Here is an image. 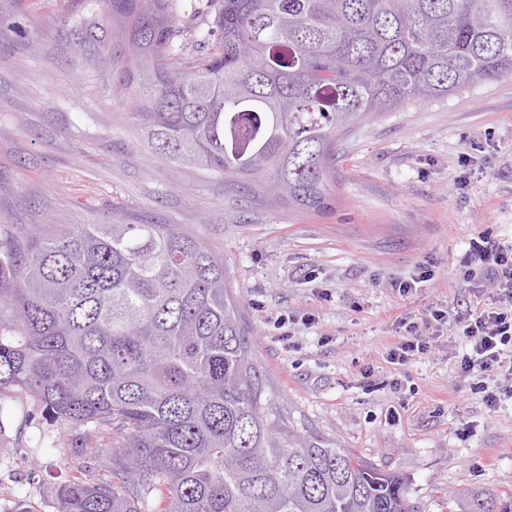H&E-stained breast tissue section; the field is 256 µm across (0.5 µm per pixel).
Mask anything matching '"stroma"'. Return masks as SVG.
<instances>
[{"instance_id":"35a3bbf8","label":"stroma","mask_w":512,"mask_h":512,"mask_svg":"<svg viewBox=\"0 0 512 512\" xmlns=\"http://www.w3.org/2000/svg\"><path fill=\"white\" fill-rule=\"evenodd\" d=\"M101 0H27L0 24V224H173L223 256L264 397L400 474L415 512L478 491L512 512V399L488 408L455 360L454 324L388 363L393 314L469 312L459 262L483 232L512 244V78L369 116L336 143V203L287 204L268 177L160 157L104 60ZM426 273L399 296L393 282ZM399 381L401 389L390 386ZM109 434L72 431L0 390V512H57L73 467L107 478Z\"/></svg>"}]
</instances>
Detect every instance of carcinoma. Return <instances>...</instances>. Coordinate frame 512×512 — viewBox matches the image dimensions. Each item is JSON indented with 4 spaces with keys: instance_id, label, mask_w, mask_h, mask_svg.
I'll return each instance as SVG.
<instances>
[{
    "instance_id": "1",
    "label": "carcinoma",
    "mask_w": 512,
    "mask_h": 512,
    "mask_svg": "<svg viewBox=\"0 0 512 512\" xmlns=\"http://www.w3.org/2000/svg\"><path fill=\"white\" fill-rule=\"evenodd\" d=\"M108 57L148 144L288 204H334L336 141L357 121L512 76V0H103ZM75 430L112 431L109 477L58 512H414L407 485L301 435L264 402L224 259L172 224L0 228V390ZM480 493L460 512H495Z\"/></svg>"
}]
</instances>
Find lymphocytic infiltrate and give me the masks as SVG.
<instances>
[{"instance_id": "f902f5d3", "label": "lymphocytic infiltrate", "mask_w": 512, "mask_h": 512, "mask_svg": "<svg viewBox=\"0 0 512 512\" xmlns=\"http://www.w3.org/2000/svg\"><path fill=\"white\" fill-rule=\"evenodd\" d=\"M465 281L478 273L488 276L497 299L488 304L483 291L474 294L478 305L458 317L457 336L465 345L458 368L469 381L472 393L481 395L487 407H496L502 398L512 399V245L505 246L477 235L470 242ZM401 334L387 349L389 363L406 365L431 350L429 332L447 323L446 310H427L421 317L398 313L392 317Z\"/></svg>"}]
</instances>
